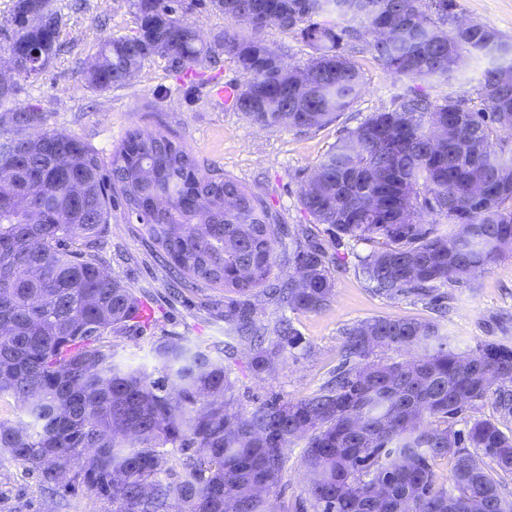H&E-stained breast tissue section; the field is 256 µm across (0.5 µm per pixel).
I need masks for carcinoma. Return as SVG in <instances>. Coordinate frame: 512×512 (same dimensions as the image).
Segmentation results:
<instances>
[{
    "label": "carcinoma",
    "mask_w": 512,
    "mask_h": 512,
    "mask_svg": "<svg viewBox=\"0 0 512 512\" xmlns=\"http://www.w3.org/2000/svg\"><path fill=\"white\" fill-rule=\"evenodd\" d=\"M210 0L247 33L210 41L183 19L185 0H133L136 31L113 38L84 71L99 91L130 80L145 61L165 59L177 74L233 56L244 81L234 108L266 128L317 131L350 108L365 86L343 50L346 37L374 35L369 49L411 81L450 79L465 57L488 59L482 107L414 93L373 112L315 166L299 202L313 223L377 248L359 272L380 295L427 296L439 283L477 275L512 249V88L497 68L496 29L474 21L445 29L454 0ZM14 40L22 75L42 73L57 52L60 17L50 0H16ZM270 25L298 30L314 55L303 69L260 39ZM33 107L0 113V396L24 414L0 420V457L36 473L62 495L90 492L114 512H269L287 451L305 441L306 498L282 512H512V434L489 419L455 429L456 418L495 395L512 415V347L485 342L449 348L438 325L377 318L345 331L355 365L297 401L270 400L243 414L224 357L171 340L156 349L153 375L114 359L109 337L137 331L139 300L104 271L90 248L109 223L112 197L142 225L146 243L181 284L224 293L225 357L248 348L256 372L275 368L299 343L289 319L258 321L262 296L283 308L319 311L334 297L333 258L309 228L289 229L265 202L165 132L129 130L112 152L111 179L81 139L42 128ZM425 212L453 230L437 233ZM288 239L284 281L274 244ZM84 243V248L77 243ZM272 332L276 340L263 344ZM417 350L397 362L378 350ZM186 459L169 481V449ZM453 459L451 485L436 483L433 461Z\"/></svg>",
    "instance_id": "cac0c4a2"
}]
</instances>
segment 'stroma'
I'll return each instance as SVG.
<instances>
[{
    "instance_id": "1",
    "label": "stroma",
    "mask_w": 512,
    "mask_h": 512,
    "mask_svg": "<svg viewBox=\"0 0 512 512\" xmlns=\"http://www.w3.org/2000/svg\"><path fill=\"white\" fill-rule=\"evenodd\" d=\"M60 17L63 51L38 77H15V93L0 102L1 112L28 106L45 116V126L78 137L110 163L113 149L129 128L168 132L198 159L223 169L249 191L261 197L281 223L289 228L312 226L327 253L336 257L332 273L335 295L329 307L318 311L284 312L279 305L260 301L258 319L274 326L289 315L300 343L286 350L276 369L258 373L249 365L246 349L226 364L235 382V407L251 410L276 398L297 400L313 395L344 361L346 328L375 318L437 322L455 351L475 349L482 342L512 346V252L467 281L451 280L438 288L442 311L428 301L409 296L389 299L375 293L357 269V254L365 244L352 245L312 225L298 195L312 168L330 148L368 115L395 107L400 96L418 91L430 99L451 95L467 103L478 101L483 59H465L449 82H412L397 77L374 59L366 42H358L354 60L365 73L366 85L352 107L335 122L315 131L262 129L231 105L213 99L215 80L242 83L235 60L221 55L218 62L197 66L191 78L169 70L164 59L153 58L126 84L108 91L87 87L84 71L100 44L133 34L137 28L132 0H54ZM456 15L494 27L512 42V0H456ZM106 271L132 288L154 311L153 322L136 334L116 335L112 349L117 359L153 370L155 347L172 338L183 339L211 355L224 353V296L219 292L171 296L168 271L152 256L140 224L113 207L112 218L97 241ZM303 443L288 450L283 480L270 494L272 512L285 502L305 495ZM0 512H113L111 501L93 494L61 497L49 494L37 474L8 458L0 459Z\"/></svg>"
}]
</instances>
